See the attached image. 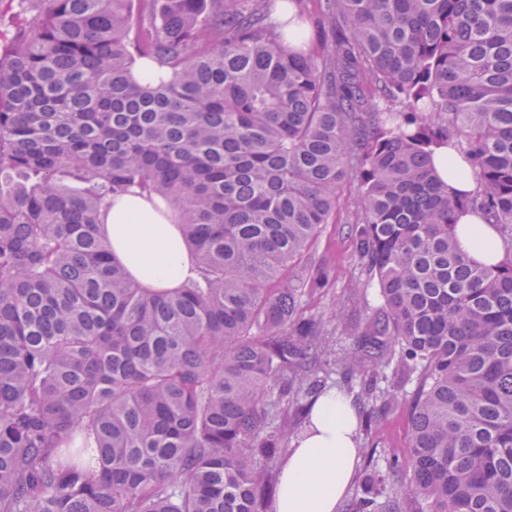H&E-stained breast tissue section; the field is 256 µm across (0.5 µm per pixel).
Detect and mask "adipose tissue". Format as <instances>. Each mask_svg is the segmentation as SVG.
I'll list each match as a JSON object with an SVG mask.
<instances>
[{
    "label": "adipose tissue",
    "instance_id": "ef3b65f1",
    "mask_svg": "<svg viewBox=\"0 0 512 512\" xmlns=\"http://www.w3.org/2000/svg\"><path fill=\"white\" fill-rule=\"evenodd\" d=\"M107 233L114 257L145 286L173 288L192 277L179 229L156 220L144 202L130 199L113 207ZM457 239L482 263L502 258L496 228L477 215L460 217ZM355 429L353 409L336 391L316 400L308 427L282 466L273 512H338L357 462Z\"/></svg>",
    "mask_w": 512,
    "mask_h": 512
}]
</instances>
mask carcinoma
I'll return each instance as SVG.
<instances>
[{"instance_id": "cac0c4a2", "label": "carcinoma", "mask_w": 512, "mask_h": 512, "mask_svg": "<svg viewBox=\"0 0 512 512\" xmlns=\"http://www.w3.org/2000/svg\"><path fill=\"white\" fill-rule=\"evenodd\" d=\"M275 2L0 0V512H269L288 372L322 352L293 268L353 180L383 299L358 361L417 393L409 485L372 453L352 512H512V0ZM451 141L473 192L434 168ZM126 198L194 277L114 259ZM468 211L498 264L460 249Z\"/></svg>"}]
</instances>
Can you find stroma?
Masks as SVG:
<instances>
[{
  "label": "stroma",
  "instance_id": "obj_1",
  "mask_svg": "<svg viewBox=\"0 0 512 512\" xmlns=\"http://www.w3.org/2000/svg\"><path fill=\"white\" fill-rule=\"evenodd\" d=\"M358 199L357 183L343 188L329 224L323 225L317 240L295 269L296 275L303 279L309 278L318 267L331 274L326 287L300 290L298 304L305 315L322 326L328 348L324 369L318 375L323 389L334 388L353 395L360 394L362 378L347 371L341 356L350 350L355 330L363 326L371 309L381 303L378 286L370 281L366 263L358 254L351 234ZM378 385L388 390L393 400L383 410L370 409L364 402L357 405L358 419L371 421L370 426H358V445L376 449L381 456H406L410 448L409 428L416 385L402 382L389 369L379 376Z\"/></svg>",
  "mask_w": 512,
  "mask_h": 512
}]
</instances>
